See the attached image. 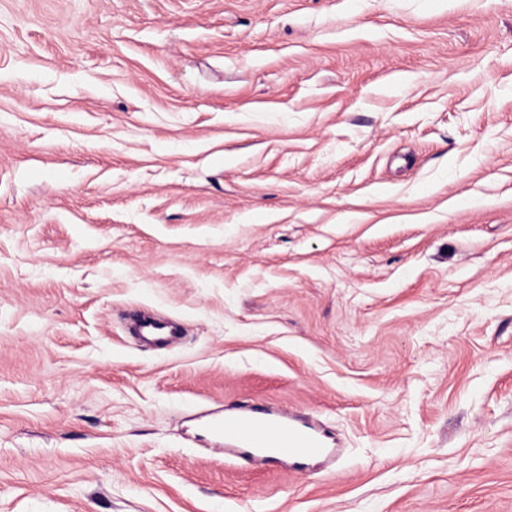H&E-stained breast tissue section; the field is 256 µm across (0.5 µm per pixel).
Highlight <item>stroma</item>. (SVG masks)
<instances>
[{
	"label": "stroma",
	"mask_w": 512,
	"mask_h": 512,
	"mask_svg": "<svg viewBox=\"0 0 512 512\" xmlns=\"http://www.w3.org/2000/svg\"><path fill=\"white\" fill-rule=\"evenodd\" d=\"M0 512H512V0H0ZM135 332L147 342L162 345L175 336L176 327L173 324L143 317L137 322ZM199 431L224 441L225 449L235 450L241 458H261L267 462L288 459L297 466L324 462L336 456L329 446L328 434L297 412L274 413L268 408L246 404L224 418L214 417L199 424Z\"/></svg>",
	"instance_id": "1"
}]
</instances>
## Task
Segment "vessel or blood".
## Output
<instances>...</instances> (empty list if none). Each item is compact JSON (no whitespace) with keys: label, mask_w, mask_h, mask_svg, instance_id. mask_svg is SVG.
Returning a JSON list of instances; mask_svg holds the SVG:
<instances>
[{"label":"vessel or blood","mask_w":512,"mask_h":512,"mask_svg":"<svg viewBox=\"0 0 512 512\" xmlns=\"http://www.w3.org/2000/svg\"><path fill=\"white\" fill-rule=\"evenodd\" d=\"M137 335L154 344H165L176 334L174 325L153 318H141ZM201 433L222 440L227 449L241 458H260L274 463L282 459L305 466L324 462L336 455L324 429L297 412L275 413L268 408L246 404L221 417L201 422Z\"/></svg>","instance_id":"obj_1"}]
</instances>
